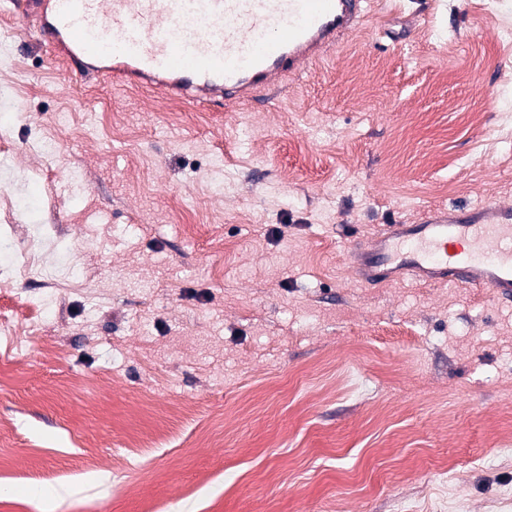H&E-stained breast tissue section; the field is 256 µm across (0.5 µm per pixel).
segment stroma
Returning <instances> with one entry per match:
<instances>
[{
  "instance_id": "35a3bbf8",
  "label": "stroma",
  "mask_w": 512,
  "mask_h": 512,
  "mask_svg": "<svg viewBox=\"0 0 512 512\" xmlns=\"http://www.w3.org/2000/svg\"><path fill=\"white\" fill-rule=\"evenodd\" d=\"M373 9L262 102L166 112L0 0V270L77 261L0 283V512H512V302L349 262L512 204V0ZM16 263L18 264L15 267L14 278L40 276L48 284L58 282L57 278L63 275H70L71 271V269L63 270L55 267L47 260L46 254L42 261L39 255L31 248L22 253L21 259H18Z\"/></svg>"
}]
</instances>
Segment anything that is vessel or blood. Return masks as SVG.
<instances>
[{
    "mask_svg": "<svg viewBox=\"0 0 512 512\" xmlns=\"http://www.w3.org/2000/svg\"><path fill=\"white\" fill-rule=\"evenodd\" d=\"M371 0H40L37 35L79 78L159 88L187 104H252L316 64ZM368 285L406 277L512 299V205L387 224L353 262Z\"/></svg>",
    "mask_w": 512,
    "mask_h": 512,
    "instance_id": "b4317fda",
    "label": "vessel or blood"
}]
</instances>
